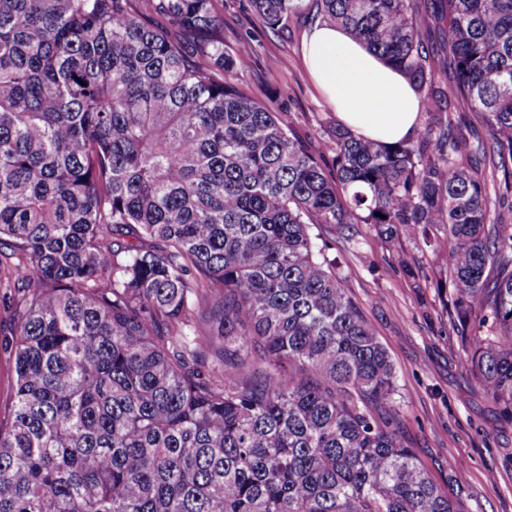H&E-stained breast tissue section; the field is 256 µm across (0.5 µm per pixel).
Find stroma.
Here are the masks:
<instances>
[{
  "label": "stroma",
  "mask_w": 512,
  "mask_h": 512,
  "mask_svg": "<svg viewBox=\"0 0 512 512\" xmlns=\"http://www.w3.org/2000/svg\"><path fill=\"white\" fill-rule=\"evenodd\" d=\"M218 8L225 46L246 40L256 49L255 64L238 77L248 96L304 136L317 137L323 124L335 122L303 63L308 27L302 20L279 37L249 0H220ZM315 232L341 257L343 286L390 355L401 435L435 483L461 495L466 512H512V425L501 421L462 367L456 329L436 290L444 257L419 240L384 242L371 224ZM452 459L454 483L448 480Z\"/></svg>",
  "instance_id": "stroma-1"
}]
</instances>
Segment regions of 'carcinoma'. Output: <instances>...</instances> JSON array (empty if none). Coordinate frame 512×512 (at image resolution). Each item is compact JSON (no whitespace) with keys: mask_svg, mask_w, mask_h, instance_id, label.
<instances>
[{"mask_svg":"<svg viewBox=\"0 0 512 512\" xmlns=\"http://www.w3.org/2000/svg\"><path fill=\"white\" fill-rule=\"evenodd\" d=\"M249 3L363 41L417 135L292 132L234 83L255 51L216 0H0V512H465L316 224L445 257L463 366L512 423V0ZM14 387L13 363L8 354L0 350V417L3 419L10 406Z\"/></svg>","mask_w":512,"mask_h":512,"instance_id":"cac0c4a2","label":"carcinoma"}]
</instances>
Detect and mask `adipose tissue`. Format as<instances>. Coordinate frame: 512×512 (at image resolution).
Wrapping results in <instances>:
<instances>
[{"label":"adipose tissue","instance_id":"obj_1","mask_svg":"<svg viewBox=\"0 0 512 512\" xmlns=\"http://www.w3.org/2000/svg\"><path fill=\"white\" fill-rule=\"evenodd\" d=\"M308 75L337 121L356 136L395 144L419 124L421 103L408 80L335 25H317L305 36Z\"/></svg>","mask_w":512,"mask_h":512}]
</instances>
